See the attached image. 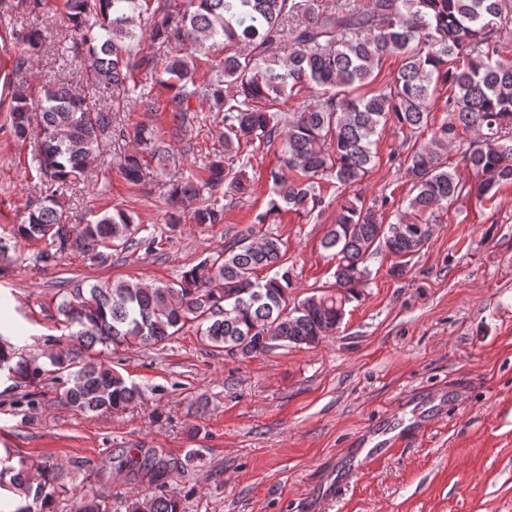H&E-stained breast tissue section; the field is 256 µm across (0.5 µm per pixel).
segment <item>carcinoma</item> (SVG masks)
I'll return each instance as SVG.
<instances>
[{
  "label": "carcinoma",
  "instance_id": "1",
  "mask_svg": "<svg viewBox=\"0 0 512 512\" xmlns=\"http://www.w3.org/2000/svg\"><path fill=\"white\" fill-rule=\"evenodd\" d=\"M184 2L64 0L66 17L80 33L71 57L94 89L112 90L110 105L63 83L33 90L24 72L40 50L41 33L15 32L24 52L14 64L9 131L24 141L38 124L41 140L32 163L41 187L38 199L19 214L13 235L45 242L37 262L51 266L63 254L77 253L104 265L120 247H154L152 236L135 238L139 227L124 210L75 227L62 204L104 154L127 140L135 148L120 157L124 178L138 185L150 177L145 157L164 152L163 130L130 124L120 109L124 96L147 95L149 77L170 92L165 110L171 135L186 133L202 112L221 116L223 126V149L207 156L202 173L168 182L172 227L184 217L192 224L224 223L221 199L249 191L247 155L281 135L284 154L268 172L272 194L258 224L284 211L303 217L322 211V180L359 186L375 166L376 136L387 126L411 134L431 126L433 134L403 162L411 188L396 222L383 223L380 210L360 193L336 199V218L322 241L335 259L333 289L292 298L293 269L286 266L281 239L245 236L184 270L175 287L118 281L61 289L54 319L68 334L53 338L40 356L19 352L0 337V371L28 388L50 374L65 403L82 412L123 411L143 399L140 385L106 362L104 353L112 348L158 346L187 327L232 356L318 343L336 332L346 306L361 297L374 255L397 258L390 273L403 275L431 236L437 213L473 193L492 198L512 184V43L502 35L505 0H366L321 9L311 0ZM146 30L167 54L141 51ZM218 44L224 57L209 61L198 76L195 51ZM394 54L403 63L392 81L360 93ZM441 86L451 93L448 119L437 126L432 100ZM304 88L317 91L314 102L277 109ZM461 128L476 133L461 151L474 182L448 164ZM264 270L268 275L258 276ZM127 467L151 490L127 500L125 512H184L181 498L165 491L167 479L183 468L178 461L158 453ZM63 470L57 462L33 468L24 459L0 468V483L10 479L24 497L14 512H55ZM70 512H112V496L101 490L75 496Z\"/></svg>",
  "mask_w": 512,
  "mask_h": 512
}]
</instances>
